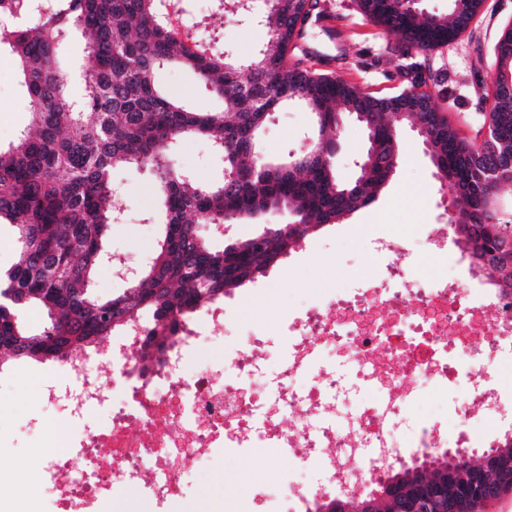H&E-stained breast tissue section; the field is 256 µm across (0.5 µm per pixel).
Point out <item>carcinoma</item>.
Masks as SVG:
<instances>
[{"label":"carcinoma","mask_w":512,"mask_h":512,"mask_svg":"<svg viewBox=\"0 0 512 512\" xmlns=\"http://www.w3.org/2000/svg\"><path fill=\"white\" fill-rule=\"evenodd\" d=\"M291 0H270L264 40L246 67L224 51L190 48L170 28L162 0H0V46L16 59L28 98L29 125L8 146L0 145V224L14 227L19 261L0 269V367L6 360L66 364L80 351L94 352L113 336L144 325L137 362L141 371L164 364L182 341L186 324L224 302V295L265 276L279 259L314 230L338 224L373 202L395 173L401 153H393L398 113L370 109L355 118L375 137L377 157H366L356 181L336 178L334 158L325 153L307 167H260L256 145L272 113L292 101L311 114L312 135L332 145L336 114L352 112L375 96L332 74L291 61L303 24L288 18ZM214 13L247 11L241 0H212ZM362 13L384 31L418 49H430L461 34L476 15L450 7L446 15L400 9L399 0H358ZM73 31L89 40L80 82L62 68L58 49ZM498 77L483 89L497 130V152L481 164L483 151L465 138L448 116L433 106L419 120L439 131L433 166L448 167L462 202L463 223L472 225L475 249L483 251V225L502 234L512 217L496 216L487 201L512 186V174L489 175L512 156V98L499 83L512 71V28L504 31ZM165 67L192 71L200 85L223 104L200 112L164 90L157 80ZM188 137L203 140L224 155V176L202 184L180 167L175 153ZM125 164L147 171L158 208L145 220L162 225L157 247L123 292L100 298L92 290L104 267L119 270L120 258L106 240L122 219L115 205L112 169ZM294 216V227L272 232L258 250L252 239L235 243V253L211 245L201 224H227L273 210ZM40 309L45 322L26 319ZM147 319L140 321L136 314Z\"/></svg>","instance_id":"cac0c4a2"}]
</instances>
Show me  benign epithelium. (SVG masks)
Here are the masks:
<instances>
[{"instance_id":"benign-epithelium-1","label":"benign epithelium","mask_w":512,"mask_h":512,"mask_svg":"<svg viewBox=\"0 0 512 512\" xmlns=\"http://www.w3.org/2000/svg\"><path fill=\"white\" fill-rule=\"evenodd\" d=\"M423 91L424 85L417 82L400 97L386 100L383 106L403 117H415L431 107V100ZM446 215L456 236L467 234L460 207L448 205ZM470 259L475 265L493 266L499 290L512 291V243ZM467 458L465 448H438L410 458L394 455L382 465L385 491L364 496L359 491L343 489L333 499V512H396L394 507L401 502L410 507V512H479L512 493L511 436L480 456L482 467L461 465Z\"/></svg>"}]
</instances>
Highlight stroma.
I'll return each instance as SVG.
<instances>
[{"mask_svg": "<svg viewBox=\"0 0 512 512\" xmlns=\"http://www.w3.org/2000/svg\"><path fill=\"white\" fill-rule=\"evenodd\" d=\"M325 18L310 19L297 57L303 66L333 74L378 96L401 91L406 81L399 66L406 42L398 36L384 37L360 10L357 0H321ZM192 22H203L212 47L232 53L240 60L252 58L265 35L261 20L267 0H253L251 13L233 17L213 15L211 0H180ZM512 27V0H483L469 27L457 38L421 51L419 62L429 77L447 79L454 89L440 103L464 136L476 135L489 111L481 98L489 84L496 61V44L505 28ZM159 81L170 92L186 98L200 111L217 109L218 103L197 83L194 74L179 68L160 72ZM29 122L28 101L19 82L15 60L8 48L0 49V145H8ZM311 128L308 112L288 105L267 123L259 148L270 158L284 161L307 150ZM177 163L199 181L220 177L224 157L200 140H184L176 154ZM420 138L404 137L401 160L395 174L374 202L351 214L339 224H326L281 258L267 276L224 297V329L208 338L211 356L234 359L246 337L266 332L272 352H279L278 335L288 318L305 312L323 295L324 284L346 293L361 282L377 278L383 263L373 250L375 240L402 237L409 259L419 268L435 263V256L420 245L434 228L444 223L445 208L454 193L451 184L438 182ZM124 209L121 223L112 225L108 245L116 255L137 257L152 252L159 227L143 222V214L155 208L156 200L148 174L126 167L113 171ZM288 212L272 211L263 216L215 229L203 225L213 246L243 241L261 233L266 225L284 224ZM449 280L472 288L482 303L493 300L497 288L487 273L472 265L466 251L456 242L448 244L446 262ZM54 362L29 360L0 367V512H29L28 492L16 488L18 478H41L47 449L41 442L55 426L38 390L45 378L62 374ZM500 389L499 408L493 416H477L466 425L467 446L480 454L512 434V350L496 368ZM456 390L430 384L415 409L394 420L400 444H410L422 427H434L456 441L453 410ZM319 464L296 469L288 452L271 448H243L217 453L203 463L187 486L185 505L173 512H283L277 498L280 487L298 479L313 481Z\"/></svg>", "mask_w": 512, "mask_h": 512, "instance_id": "35a3bbf8", "label": "stroma"}]
</instances>
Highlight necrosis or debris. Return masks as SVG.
Segmentation results:
<instances>
[{"label": "necrosis or debris", "mask_w": 512, "mask_h": 512, "mask_svg": "<svg viewBox=\"0 0 512 512\" xmlns=\"http://www.w3.org/2000/svg\"><path fill=\"white\" fill-rule=\"evenodd\" d=\"M375 250L389 260L393 278L347 295H326L289 320L285 357L265 390L249 386L267 374V350L257 334L248 337L234 365L186 375V356L201 354L204 342L192 324L146 384L133 374L142 327L113 344L109 356L124 383L121 398L100 383L94 355L75 358L63 378L44 382L41 401L62 411L44 440L53 450L52 472L68 474L50 487L59 512H88L101 491L137 483L145 471L158 500L178 499L188 475L223 447L285 448L301 465L320 459L324 482L281 489L302 504L357 488L374 476L384 453L397 450L388 418L413 406L421 387L447 378L450 365L460 362L473 399L462 414L475 406L490 409L498 397L490 368L512 345V295L498 296L496 317L486 323L477 315L479 298L450 284L446 273L417 274L404 260L400 239L377 241ZM329 351L351 356L356 379L373 394L370 404L351 413L345 430L331 423V396L340 379L315 371ZM289 411L302 412L304 419L285 430L279 419ZM101 448L112 452L111 469L97 461Z\"/></svg>", "instance_id": "4bbe7bcc"}]
</instances>
